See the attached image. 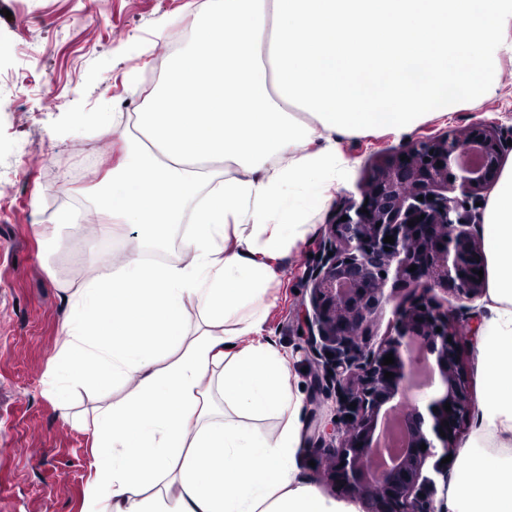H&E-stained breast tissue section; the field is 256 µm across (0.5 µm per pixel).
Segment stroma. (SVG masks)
Listing matches in <instances>:
<instances>
[{
    "label": "stroma",
    "mask_w": 512,
    "mask_h": 512,
    "mask_svg": "<svg viewBox=\"0 0 512 512\" xmlns=\"http://www.w3.org/2000/svg\"><path fill=\"white\" fill-rule=\"evenodd\" d=\"M189 0H0V512H82L91 475V439L75 423L99 402L98 389L82 379L71 394V419L55 410L45 386L63 343L64 288L82 283L85 269L111 265L109 248L125 234H97L94 192L117 154L100 139L103 116L146 106L160 80L159 64L172 43L191 28ZM500 91L419 126L408 136L369 134L343 141L355 164L346 187L313 219L306 240L279 263L278 282L265 297V325L288 357L300 386L307 462L302 480L339 501L352 496L327 473L331 441L316 425L338 419L335 393L322 385L323 353L313 351L304 318L312 314L309 274L325 259L322 242L344 198H360L374 169L429 132H463L482 120L512 122V60L498 71ZM69 210L86 221L83 271L60 252L46 253L39 225ZM409 291L387 278L380 305L358 338L362 352L376 350L391 333L395 312ZM435 300L458 318L460 375L480 397L477 337L469 321L482 320L479 300L446 287Z\"/></svg>",
    "instance_id": "35a3bbf8"
}]
</instances>
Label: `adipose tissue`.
<instances>
[{"instance_id": "adipose-tissue-1", "label": "adipose tissue", "mask_w": 512, "mask_h": 512, "mask_svg": "<svg viewBox=\"0 0 512 512\" xmlns=\"http://www.w3.org/2000/svg\"><path fill=\"white\" fill-rule=\"evenodd\" d=\"M149 106L113 132L122 156L95 193L99 231L138 230L110 273L67 296L48 391L61 417L79 375L102 398L84 512H362L300 479L301 398L263 339L280 260L348 181L341 148L401 136L487 101L512 58V0H204ZM189 228L182 255L140 242ZM488 316L478 428L448 478L446 512H512V163L482 217ZM202 319L185 322L188 308ZM133 379L122 398L115 382ZM281 420L276 431L262 423ZM495 473L487 483L486 473Z\"/></svg>"}]
</instances>
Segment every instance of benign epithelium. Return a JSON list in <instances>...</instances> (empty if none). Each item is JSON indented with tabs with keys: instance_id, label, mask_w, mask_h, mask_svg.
I'll use <instances>...</instances> for the list:
<instances>
[{
	"instance_id": "7a95c632",
	"label": "benign epithelium",
	"mask_w": 512,
	"mask_h": 512,
	"mask_svg": "<svg viewBox=\"0 0 512 512\" xmlns=\"http://www.w3.org/2000/svg\"><path fill=\"white\" fill-rule=\"evenodd\" d=\"M403 154L406 160L398 156L375 171L361 200L347 198L328 225L331 255L311 274L314 308L306 319L311 341L334 343L323 379L336 389L341 415L352 416L345 420L346 433L328 470L348 491L370 498L372 512H434L425 494L431 480L422 470L433 449L441 448L446 457L454 448L472 397L459 378L455 316L428 292L445 283L472 299L484 290L485 280L477 274L483 269L482 253L469 230L471 201L498 176L503 134L476 122L458 135L417 141ZM387 236L394 243H384ZM394 262L396 277L412 290L411 298L397 313L394 334L364 355L357 336L379 305L385 274ZM389 353L394 363L385 365ZM431 355L443 391L424 413L406 407L405 400L418 366L431 372ZM386 372L394 377L385 378ZM391 411L400 413L406 441L391 466L375 469L372 457L383 451L378 424ZM422 444L426 449H420Z\"/></svg>"
}]
</instances>
